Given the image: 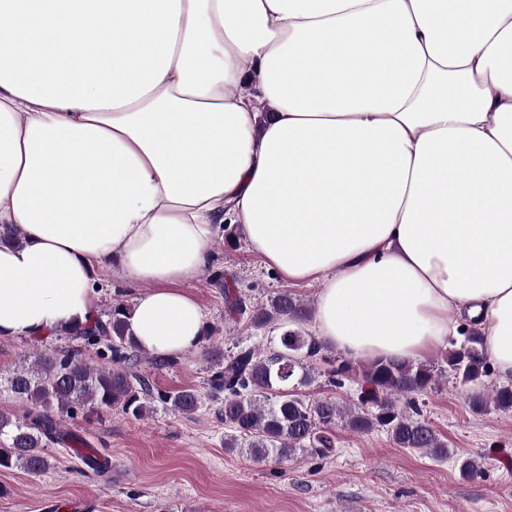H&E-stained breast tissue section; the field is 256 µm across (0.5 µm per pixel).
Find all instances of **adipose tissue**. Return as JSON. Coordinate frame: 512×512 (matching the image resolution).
I'll list each match as a JSON object with an SVG mask.
<instances>
[{"instance_id":"obj_1","label":"adipose tissue","mask_w":512,"mask_h":512,"mask_svg":"<svg viewBox=\"0 0 512 512\" xmlns=\"http://www.w3.org/2000/svg\"><path fill=\"white\" fill-rule=\"evenodd\" d=\"M227 223L336 351L460 312L512 379V0H0V337L92 319L115 256L139 346L196 348Z\"/></svg>"}]
</instances>
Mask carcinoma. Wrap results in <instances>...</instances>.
<instances>
[{
    "instance_id": "1",
    "label": "carcinoma",
    "mask_w": 512,
    "mask_h": 512,
    "mask_svg": "<svg viewBox=\"0 0 512 512\" xmlns=\"http://www.w3.org/2000/svg\"><path fill=\"white\" fill-rule=\"evenodd\" d=\"M229 312L247 316L256 327L274 321L291 325L280 337L281 348L267 355L250 346H236L224 354L216 345L203 351L210 361L207 397L221 403L224 425L233 431L224 447H245L257 463L273 461L286 471L299 453L324 457L334 448L333 429L341 426L355 434L383 430L399 448L425 453L435 459L448 456L447 444L423 419L417 397L432 388L433 367L412 361L374 359L354 363L331 357L317 337L305 333L301 324L312 307L283 292L271 300L270 308L250 307L241 296L225 294ZM131 306L115 300L104 316L83 326L63 330L78 345L35 356L33 366L13 371L7 378L11 393L26 410L0 408V467H19L32 475L52 468L45 452L48 444L75 447L79 436L61 429L63 418L86 409L97 414L114 408L140 420L158 399L174 412L190 416L203 400L195 389L153 394L145 375L139 373V349L130 329ZM104 344L103 363L91 365L82 346ZM448 369L463 385L478 386L490 375L476 331L463 332V340L451 342L445 354ZM322 362L324 369L317 367ZM341 388L356 384L355 398L342 406L329 397L305 399L298 388L308 387L316 377ZM476 412L488 408L512 410V387L469 397Z\"/></svg>"
}]
</instances>
